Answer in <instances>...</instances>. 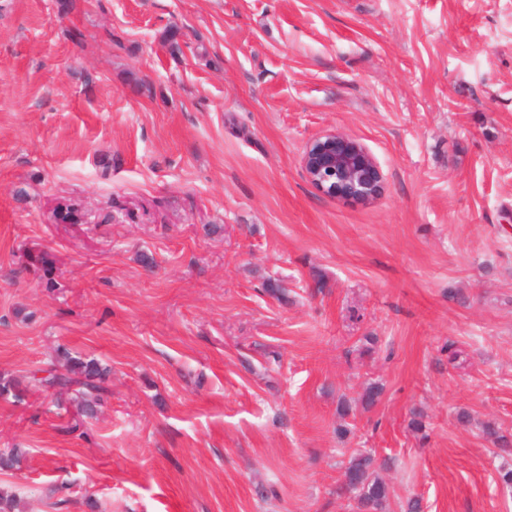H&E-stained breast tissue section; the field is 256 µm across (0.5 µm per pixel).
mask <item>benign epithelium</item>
<instances>
[{"label":"benign epithelium","mask_w":512,"mask_h":512,"mask_svg":"<svg viewBox=\"0 0 512 512\" xmlns=\"http://www.w3.org/2000/svg\"><path fill=\"white\" fill-rule=\"evenodd\" d=\"M304 168L311 184L329 196L368 202L381 193L382 175L373 158L344 135L314 139L306 149Z\"/></svg>","instance_id":"benign-epithelium-1"}]
</instances>
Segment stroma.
I'll use <instances>...</instances> for the list:
<instances>
[{"label":"stroma","mask_w":512,"mask_h":512,"mask_svg":"<svg viewBox=\"0 0 512 512\" xmlns=\"http://www.w3.org/2000/svg\"><path fill=\"white\" fill-rule=\"evenodd\" d=\"M66 351L109 394L0 397L20 512H357L363 451L385 512H512V0H0V375ZM308 180L326 195L368 202L382 189V175L357 141L336 133L314 139L306 149ZM342 489L356 494V508L360 512H382L390 495V487L376 471L369 454L353 457L343 472Z\"/></svg>","instance_id":"35a3bbf8"}]
</instances>
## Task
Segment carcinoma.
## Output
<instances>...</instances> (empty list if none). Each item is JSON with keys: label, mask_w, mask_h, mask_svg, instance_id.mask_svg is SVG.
Instances as JSON below:
<instances>
[{"label": "carcinoma", "mask_w": 512, "mask_h": 512, "mask_svg": "<svg viewBox=\"0 0 512 512\" xmlns=\"http://www.w3.org/2000/svg\"><path fill=\"white\" fill-rule=\"evenodd\" d=\"M67 373H51L44 378H33L34 385H49L56 394L79 404L81 413L92 416L96 407L108 393L106 386L111 368L96 359L72 357L63 353ZM28 392L21 382L14 378H0V397L12 396L19 400ZM342 489L356 494L358 512H383L390 495V487L376 471L375 461L369 454L353 457L343 472Z\"/></svg>", "instance_id": "cac0c4a2"}]
</instances>
